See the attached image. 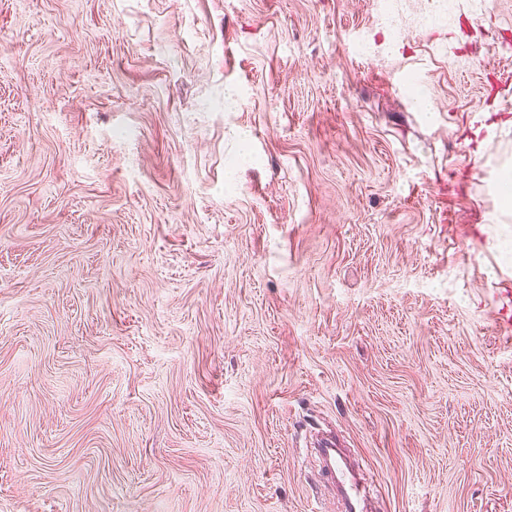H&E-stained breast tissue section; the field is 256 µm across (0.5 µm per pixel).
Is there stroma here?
Wrapping results in <instances>:
<instances>
[{"instance_id": "obj_1", "label": "stroma", "mask_w": 512, "mask_h": 512, "mask_svg": "<svg viewBox=\"0 0 512 512\" xmlns=\"http://www.w3.org/2000/svg\"><path fill=\"white\" fill-rule=\"evenodd\" d=\"M507 169L512 0H0V512H512ZM320 447V453L327 462V466L322 472V479L327 483L337 484L343 494L347 512L366 511L361 508L365 502V495L357 482L347 479L343 469V459L341 456H336L335 444H323Z\"/></svg>"}]
</instances>
